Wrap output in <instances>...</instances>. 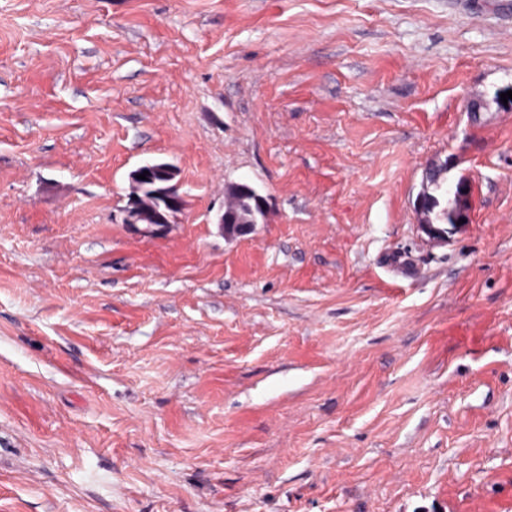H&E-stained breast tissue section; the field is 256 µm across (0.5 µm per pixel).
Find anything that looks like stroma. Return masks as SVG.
Instances as JSON below:
<instances>
[{
    "mask_svg": "<svg viewBox=\"0 0 512 512\" xmlns=\"http://www.w3.org/2000/svg\"><path fill=\"white\" fill-rule=\"evenodd\" d=\"M510 90L495 0H0V512H512ZM157 169H167V163H155V162H147L139 167H137L134 171L136 173L135 178H131L132 182V191L129 194L128 197V206H125L122 209V224H129L132 228H134L139 234L148 235L152 237L159 236L163 233L165 227H153L149 225H145V227H139L140 215L138 212L146 207L149 206L150 203L147 200L146 197H143L142 191H143V180L138 179V176L140 174H143L144 169H150L153 167V165ZM447 165L435 166V174L430 178L425 176L427 190L419 195L425 198L426 209L421 214L428 224L423 225L424 228H429V224H454L455 194L448 189V184L445 186L446 179L443 177ZM227 193L234 200V208L230 215L224 216L225 232L236 235L237 224H249L246 231L251 233L259 218L263 219L266 215L265 198L246 183L230 184Z\"/></svg>",
    "mask_w": 512,
    "mask_h": 512,
    "instance_id": "1",
    "label": "stroma"
}]
</instances>
